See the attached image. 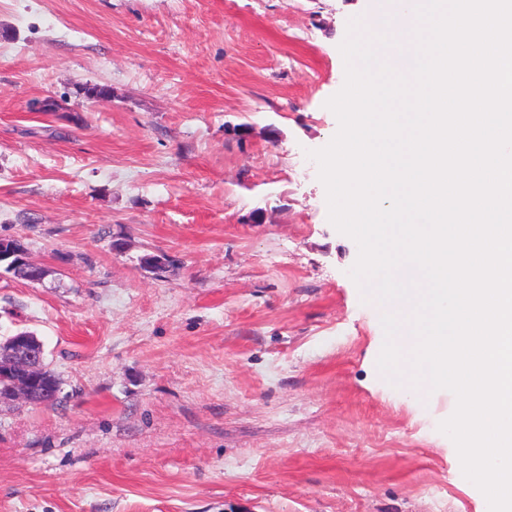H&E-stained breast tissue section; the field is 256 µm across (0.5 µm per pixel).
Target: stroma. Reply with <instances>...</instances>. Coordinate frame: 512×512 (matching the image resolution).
<instances>
[{
	"label": "stroma",
	"mask_w": 512,
	"mask_h": 512,
	"mask_svg": "<svg viewBox=\"0 0 512 512\" xmlns=\"http://www.w3.org/2000/svg\"><path fill=\"white\" fill-rule=\"evenodd\" d=\"M373 3L0 0V237L50 271L0 269V339L66 396L0 406V512H484L307 156Z\"/></svg>",
	"instance_id": "35a3bbf8"
}]
</instances>
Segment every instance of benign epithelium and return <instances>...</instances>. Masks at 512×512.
<instances>
[{
  "mask_svg": "<svg viewBox=\"0 0 512 512\" xmlns=\"http://www.w3.org/2000/svg\"><path fill=\"white\" fill-rule=\"evenodd\" d=\"M28 263V251L21 240L13 238L10 247L0 248V266L13 270ZM44 362V345L37 336L20 331L0 340V379L7 383L0 389V402H35L44 379Z\"/></svg>",
  "mask_w": 512,
  "mask_h": 512,
  "instance_id": "benign-epithelium-1",
  "label": "benign epithelium"
}]
</instances>
